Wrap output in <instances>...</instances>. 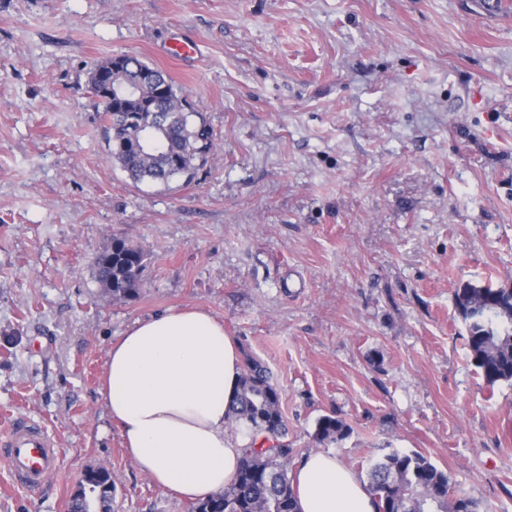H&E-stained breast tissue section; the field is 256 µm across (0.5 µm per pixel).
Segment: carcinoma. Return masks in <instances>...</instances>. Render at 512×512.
Here are the masks:
<instances>
[{"mask_svg":"<svg viewBox=\"0 0 512 512\" xmlns=\"http://www.w3.org/2000/svg\"><path fill=\"white\" fill-rule=\"evenodd\" d=\"M112 80L139 90L140 104L164 114L162 132L141 149L124 138L132 115L120 100H98L108 158L135 183L190 181L203 167L214 143L202 113L195 111L169 76L141 59L125 55ZM147 252L120 238L97 257V284L115 300L132 299L139 289ZM455 306L467 322V347L485 381L512 385V286L466 282L455 292ZM230 422L249 430L234 481L220 494L197 501L192 512H299L288 475L293 449L272 444L285 432L280 394L267 368L248 357L230 408ZM351 427L334 414L317 419L313 439L322 444L345 438ZM368 486L379 512H479L472 499L454 496L448 474L421 453L391 451L377 459Z\"/></svg>","mask_w":512,"mask_h":512,"instance_id":"cac0c4a2","label":"carcinoma"}]
</instances>
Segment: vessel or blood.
<instances>
[{"label": "vessel or blood", "instance_id": "vessel-or-blood-1", "mask_svg": "<svg viewBox=\"0 0 512 512\" xmlns=\"http://www.w3.org/2000/svg\"><path fill=\"white\" fill-rule=\"evenodd\" d=\"M0 445L7 449L0 461L27 490L41 489L59 467L60 453L52 439L26 420H15L9 431L0 436Z\"/></svg>", "mask_w": 512, "mask_h": 512}]
</instances>
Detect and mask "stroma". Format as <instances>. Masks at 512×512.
Returning a JSON list of instances; mask_svg holds the SVG:
<instances>
[{
    "label": "stroma",
    "instance_id": "1",
    "mask_svg": "<svg viewBox=\"0 0 512 512\" xmlns=\"http://www.w3.org/2000/svg\"><path fill=\"white\" fill-rule=\"evenodd\" d=\"M482 2L0 0V433L24 418L61 450L36 493L0 463V512H67L97 467L112 512H190L98 394L112 341L181 307L269 370L290 472L418 451L512 512V385L478 374L455 308L460 283L512 285V0ZM122 54L205 113L192 183L109 160L87 77ZM115 238L149 252L131 300L92 275ZM325 414L350 434L316 443Z\"/></svg>",
    "mask_w": 512,
    "mask_h": 512
}]
</instances>
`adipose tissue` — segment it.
<instances>
[{"label":"adipose tissue","instance_id":"obj_1","mask_svg":"<svg viewBox=\"0 0 512 512\" xmlns=\"http://www.w3.org/2000/svg\"><path fill=\"white\" fill-rule=\"evenodd\" d=\"M241 373L221 321L169 309L112 342L98 393L139 471L196 500L223 492L236 474L244 442L226 414ZM296 481L300 512H378L366 482L330 454L306 456Z\"/></svg>","mask_w":512,"mask_h":512}]
</instances>
